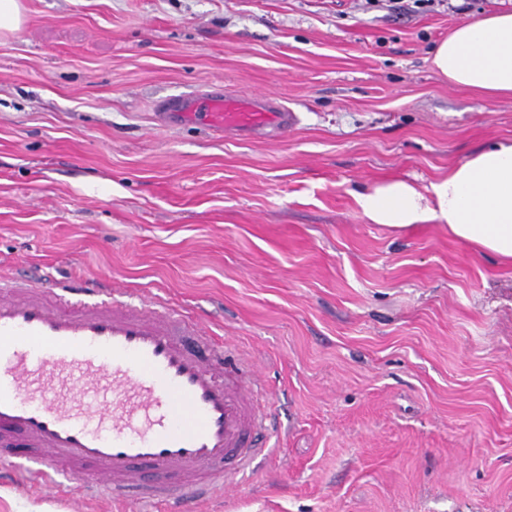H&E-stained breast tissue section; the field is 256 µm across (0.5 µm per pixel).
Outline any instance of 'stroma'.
<instances>
[{
    "mask_svg": "<svg viewBox=\"0 0 512 512\" xmlns=\"http://www.w3.org/2000/svg\"><path fill=\"white\" fill-rule=\"evenodd\" d=\"M0 36V276L161 296L263 376L280 428L194 512H512V266L355 192L425 186L512 140L432 68L457 24L364 0H21ZM269 93L279 139L159 120L171 97ZM0 512H139L0 483Z\"/></svg>",
    "mask_w": 512,
    "mask_h": 512,
    "instance_id": "stroma-1",
    "label": "stroma"
}]
</instances>
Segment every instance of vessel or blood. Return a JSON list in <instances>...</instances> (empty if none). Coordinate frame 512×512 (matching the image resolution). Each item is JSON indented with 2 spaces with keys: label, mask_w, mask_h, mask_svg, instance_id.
Wrapping results in <instances>:
<instances>
[{
  "label": "vessel or blood",
  "mask_w": 512,
  "mask_h": 512,
  "mask_svg": "<svg viewBox=\"0 0 512 512\" xmlns=\"http://www.w3.org/2000/svg\"><path fill=\"white\" fill-rule=\"evenodd\" d=\"M168 114L227 137H276L292 110L260 96L194 92ZM253 369L198 319L99 279L0 281V466L81 497L186 512L225 487L276 428Z\"/></svg>",
  "instance_id": "b4317fda"
}]
</instances>
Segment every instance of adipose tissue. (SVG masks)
I'll return each instance as SVG.
<instances>
[{
	"label": "adipose tissue",
	"mask_w": 512,
	"mask_h": 512,
	"mask_svg": "<svg viewBox=\"0 0 512 512\" xmlns=\"http://www.w3.org/2000/svg\"><path fill=\"white\" fill-rule=\"evenodd\" d=\"M431 63L449 82L487 97H512V12L456 27ZM364 218L393 229L441 222L481 254L512 263V141L470 155L446 178L418 187L389 179L356 193Z\"/></svg>",
	"instance_id": "obj_1"
}]
</instances>
